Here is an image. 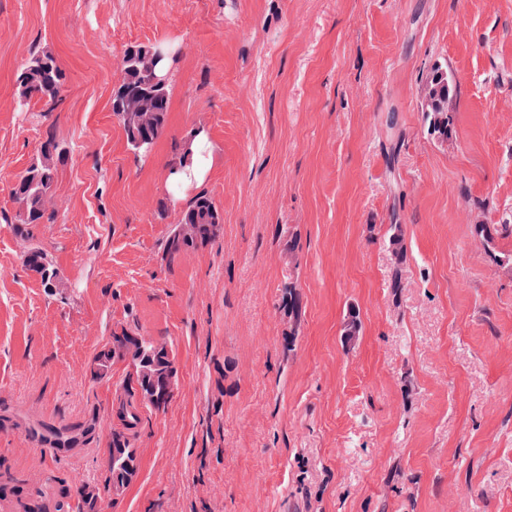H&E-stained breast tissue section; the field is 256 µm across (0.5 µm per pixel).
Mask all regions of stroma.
I'll list each match as a JSON object with an SVG mask.
<instances>
[{
  "label": "stroma",
  "mask_w": 512,
  "mask_h": 512,
  "mask_svg": "<svg viewBox=\"0 0 512 512\" xmlns=\"http://www.w3.org/2000/svg\"><path fill=\"white\" fill-rule=\"evenodd\" d=\"M156 42L176 56L170 108L137 157L112 92L127 45ZM36 46L67 75L47 124L17 106ZM441 64L445 141L422 112ZM200 127L207 171L170 193L174 146ZM50 135L57 221L34 233L56 295L0 220V485L103 480L129 369L87 366L132 326L173 347L177 389L145 411L138 473L106 512H512V236L474 233L512 222V0H0V217ZM202 191L216 242L167 260ZM86 423L66 456L25 430ZM453 91L454 83L448 67H437L427 83L430 103L423 112L429 134L440 140H448L455 132L451 107ZM389 232L388 244L392 250L396 263V268L394 269V273L391 278L390 288L396 291L401 286L400 265L406 257L402 224H389ZM282 309L288 315V321H297L300 315V295L293 281L288 280L282 285Z\"/></svg>",
  "instance_id": "stroma-1"
}]
</instances>
